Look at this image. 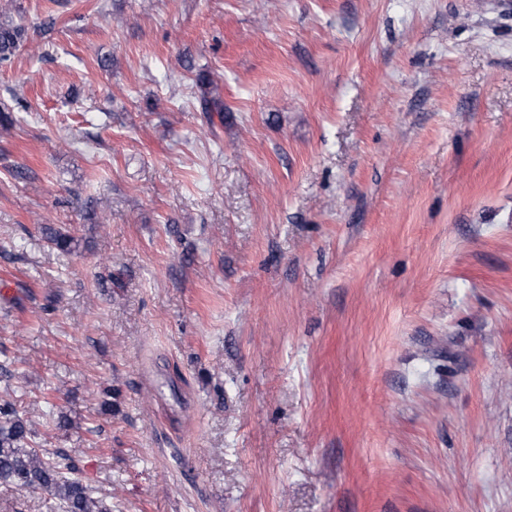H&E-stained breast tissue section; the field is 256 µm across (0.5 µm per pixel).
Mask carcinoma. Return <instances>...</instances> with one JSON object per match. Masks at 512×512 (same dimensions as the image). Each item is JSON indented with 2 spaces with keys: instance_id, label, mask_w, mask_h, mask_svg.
I'll list each match as a JSON object with an SVG mask.
<instances>
[{
  "instance_id": "1",
  "label": "carcinoma",
  "mask_w": 512,
  "mask_h": 512,
  "mask_svg": "<svg viewBox=\"0 0 512 512\" xmlns=\"http://www.w3.org/2000/svg\"><path fill=\"white\" fill-rule=\"evenodd\" d=\"M24 29L3 23L0 25V66L11 61ZM52 247L68 251L73 238L66 231L44 228ZM35 430L24 419L16 404L0 399V484L17 487L30 494L46 492L63 512H110V507L94 490L76 476L75 469L60 454H51L32 445Z\"/></svg>"
}]
</instances>
